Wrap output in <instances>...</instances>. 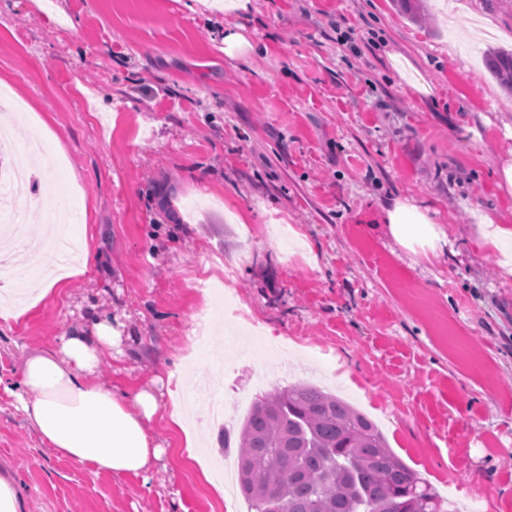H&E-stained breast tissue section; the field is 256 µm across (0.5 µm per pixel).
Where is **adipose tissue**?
Instances as JSON below:
<instances>
[{"label":"adipose tissue","mask_w":512,"mask_h":512,"mask_svg":"<svg viewBox=\"0 0 512 512\" xmlns=\"http://www.w3.org/2000/svg\"><path fill=\"white\" fill-rule=\"evenodd\" d=\"M384 215L402 246L417 239L435 246L446 239L434 219L416 207L397 201ZM121 341L120 325L89 310L58 346L32 351L4 390L60 455L101 473L140 476L162 453L147 428L159 405L149 391L99 380L103 355Z\"/></svg>","instance_id":"1"}]
</instances>
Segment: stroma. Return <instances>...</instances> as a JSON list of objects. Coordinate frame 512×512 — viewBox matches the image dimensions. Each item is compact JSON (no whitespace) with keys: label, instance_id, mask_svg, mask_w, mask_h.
I'll use <instances>...</instances> for the list:
<instances>
[{"label":"stroma","instance_id":"1","mask_svg":"<svg viewBox=\"0 0 512 512\" xmlns=\"http://www.w3.org/2000/svg\"><path fill=\"white\" fill-rule=\"evenodd\" d=\"M0 0V103L14 148L40 141L50 194L13 209L55 215L97 256L18 323L0 324V378L51 347L89 306L123 323L101 381L153 390L164 455L150 482L60 456L0 390V472L24 512H220L201 481L236 459L218 426L196 458L166 422L161 369L262 391L311 381L372 419L390 447L461 512H512V271L479 247L480 218L512 226L498 176L512 93L487 51L512 47V0ZM249 51L227 54V33ZM427 212L446 244L399 245L383 208ZM235 265L232 282L225 263ZM223 284L201 296L198 281ZM232 299L273 356L227 328ZM225 347L197 341L203 310Z\"/></svg>","mask_w":512,"mask_h":512}]
</instances>
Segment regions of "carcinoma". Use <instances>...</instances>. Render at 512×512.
<instances>
[{"instance_id": "cac0c4a2", "label": "carcinoma", "mask_w": 512, "mask_h": 512, "mask_svg": "<svg viewBox=\"0 0 512 512\" xmlns=\"http://www.w3.org/2000/svg\"><path fill=\"white\" fill-rule=\"evenodd\" d=\"M487 66L512 93V51L489 52ZM236 448L254 512H447L367 415L312 385L258 397Z\"/></svg>"}]
</instances>
